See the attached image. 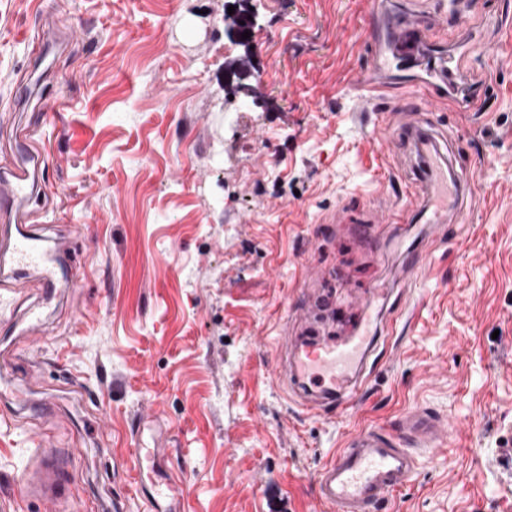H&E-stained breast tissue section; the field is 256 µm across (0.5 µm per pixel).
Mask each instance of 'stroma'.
Wrapping results in <instances>:
<instances>
[{
    "label": "stroma",
    "instance_id": "1",
    "mask_svg": "<svg viewBox=\"0 0 512 512\" xmlns=\"http://www.w3.org/2000/svg\"><path fill=\"white\" fill-rule=\"evenodd\" d=\"M254 8L252 49L229 7ZM370 0H0V167L15 160L13 110L39 62L20 43L76 35L46 95L66 106L34 147L45 192L33 224L74 251L49 292L0 286V501L39 439L80 455L67 505L127 502L137 472L112 468L131 426L164 436L184 512H329L316 472L355 427L397 428L422 409L450 423L418 453L382 512H512V0H468L447 43L460 93L431 108L414 74L369 59ZM246 60L256 97L228 62ZM413 109L396 111L399 99ZM463 168V214L433 228L417 209L381 222L417 151L384 139L407 124ZM432 265L404 280L408 257ZM319 276L303 280V266ZM80 282L72 291L71 282ZM311 310L296 336L350 335L371 317L387 357L356 414L302 410L274 370L285 303ZM41 313L30 341L27 316ZM16 512H49L34 499Z\"/></svg>",
    "mask_w": 512,
    "mask_h": 512
}]
</instances>
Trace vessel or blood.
Wrapping results in <instances>:
<instances>
[{"label": "vessel or blood", "instance_id": "b4317fda", "mask_svg": "<svg viewBox=\"0 0 512 512\" xmlns=\"http://www.w3.org/2000/svg\"><path fill=\"white\" fill-rule=\"evenodd\" d=\"M370 18L376 31H387L393 42L390 57L376 58L380 68H401L415 63L424 51L430 35L446 30L448 18L436 14L429 23L411 20L391 21L383 11L373 10ZM452 59L443 55L431 59L435 70L433 81L423 84L422 90L430 102L446 97V87L452 78ZM38 177L26 165L13 164L0 172V215L9 216L18 230L9 242L0 245V266L9 276L35 271V281L44 288L55 287L57 267L67 255L66 246L47 247L37 236L24 229L29 220L28 206L39 196ZM375 336L370 328L333 340L317 338L289 342L287 364L291 378L303 382L307 373L320 378L319 394L302 390L300 398L307 410L348 416L358 403L363 390L362 377L374 372ZM448 435L441 420L423 411L413 410L404 415L399 432L375 426L357 427L340 448L316 473L318 499L333 512H377L388 494L403 487L416 471L412 446L434 449ZM126 454L116 457L117 467L128 461H149L155 475L150 482H139L136 492L145 512H182L179 487L164 466L167 451L163 448L143 449L139 437H132ZM62 469L53 465L34 472H23L21 496L55 501V489L60 483Z\"/></svg>", "mask_w": 512, "mask_h": 512}]
</instances>
